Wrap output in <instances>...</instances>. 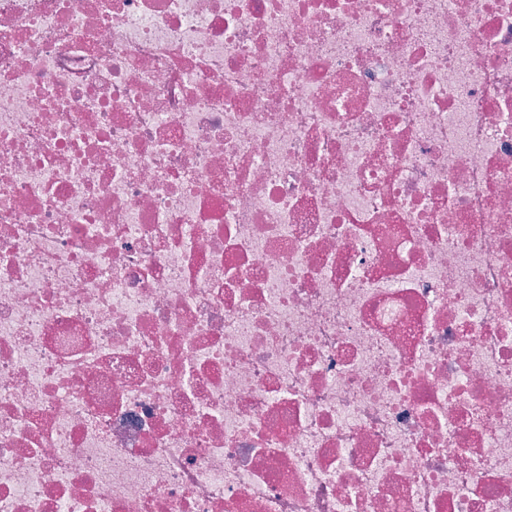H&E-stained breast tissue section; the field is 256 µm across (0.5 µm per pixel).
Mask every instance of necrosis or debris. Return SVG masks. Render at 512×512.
<instances>
[{
	"instance_id": "4bbe7bcc",
	"label": "necrosis or debris",
	"mask_w": 512,
	"mask_h": 512,
	"mask_svg": "<svg viewBox=\"0 0 512 512\" xmlns=\"http://www.w3.org/2000/svg\"><path fill=\"white\" fill-rule=\"evenodd\" d=\"M0 512H512V0H0Z\"/></svg>"
}]
</instances>
